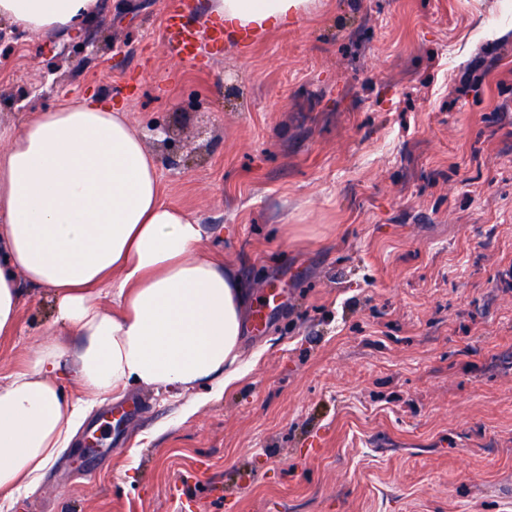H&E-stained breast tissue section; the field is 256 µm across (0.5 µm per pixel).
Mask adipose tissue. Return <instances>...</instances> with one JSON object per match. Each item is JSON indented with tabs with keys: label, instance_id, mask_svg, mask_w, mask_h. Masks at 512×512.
<instances>
[{
	"label": "adipose tissue",
	"instance_id": "1",
	"mask_svg": "<svg viewBox=\"0 0 512 512\" xmlns=\"http://www.w3.org/2000/svg\"><path fill=\"white\" fill-rule=\"evenodd\" d=\"M310 2L210 0L209 11L231 37L297 21ZM98 15L99 0H0V20L37 37ZM157 171L140 132L100 98L0 123V336L17 333L27 293L42 290L82 340L81 397L60 395L66 349L53 331L0 383V498L38 488L88 399L203 382L219 396L244 375L247 290L204 250V225L163 201Z\"/></svg>",
	"mask_w": 512,
	"mask_h": 512
}]
</instances>
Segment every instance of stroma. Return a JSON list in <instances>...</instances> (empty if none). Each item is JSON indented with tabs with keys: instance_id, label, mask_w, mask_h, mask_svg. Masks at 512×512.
Segmentation results:
<instances>
[{
	"instance_id": "35a3bbf8",
	"label": "stroma",
	"mask_w": 512,
	"mask_h": 512,
	"mask_svg": "<svg viewBox=\"0 0 512 512\" xmlns=\"http://www.w3.org/2000/svg\"><path fill=\"white\" fill-rule=\"evenodd\" d=\"M168 0H101L82 34L0 43V120L102 94L171 122L164 200L261 297L247 374L186 414L146 408L111 450L88 411L40 487L0 512H512V40L500 0H315L294 23L168 50ZM94 37L98 54L65 48ZM122 48L106 50V43ZM37 92L17 109V70ZM197 94L198 109L185 108ZM210 124L208 149L195 137ZM47 292L0 336V378L55 329ZM152 136L156 137L157 133H162L165 137L161 140H156L157 144L163 150L164 159L168 167L172 169H180L181 156L179 150L181 149L180 141L177 139L178 134L170 124L156 122L148 127Z\"/></svg>"
}]
</instances>
